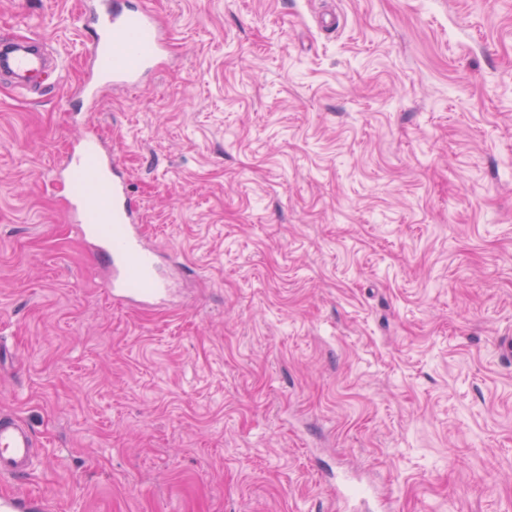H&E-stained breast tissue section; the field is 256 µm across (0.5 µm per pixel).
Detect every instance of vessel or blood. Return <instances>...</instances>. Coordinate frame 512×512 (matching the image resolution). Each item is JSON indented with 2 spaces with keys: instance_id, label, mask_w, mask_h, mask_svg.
<instances>
[{
  "instance_id": "vessel-or-blood-1",
  "label": "vessel or blood",
  "mask_w": 512,
  "mask_h": 512,
  "mask_svg": "<svg viewBox=\"0 0 512 512\" xmlns=\"http://www.w3.org/2000/svg\"><path fill=\"white\" fill-rule=\"evenodd\" d=\"M95 38L87 52L95 79L82 83L79 95L96 108L103 86L135 88L153 70L169 47V34L147 4L128 0H99L80 16ZM44 59L23 42H0V72L24 86L40 76ZM57 179L69 187L68 222L75 233L92 243L99 265L109 270L113 299L150 307L169 291L159 274L160 256L148 244L140 216L118 159L90 135L80 137ZM39 454L38 441L20 418L0 414V478L22 480ZM48 500L36 493L14 491L0 495V512H49Z\"/></svg>"
}]
</instances>
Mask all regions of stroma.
I'll use <instances>...</instances> for the list:
<instances>
[{
    "label": "stroma",
    "instance_id": "1",
    "mask_svg": "<svg viewBox=\"0 0 512 512\" xmlns=\"http://www.w3.org/2000/svg\"><path fill=\"white\" fill-rule=\"evenodd\" d=\"M88 109L80 0H0V412L54 512H512V0H149ZM94 130L175 294L112 301L51 170ZM29 41H42V38L22 37L16 43L0 42V72L11 76L20 92L24 91L22 86L45 69L43 57L24 45Z\"/></svg>",
    "mask_w": 512,
    "mask_h": 512
}]
</instances>
